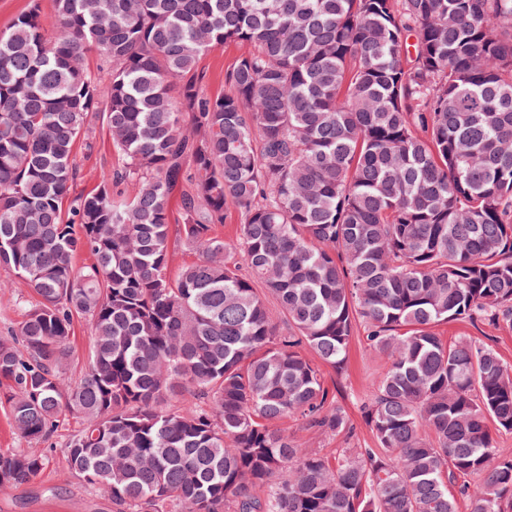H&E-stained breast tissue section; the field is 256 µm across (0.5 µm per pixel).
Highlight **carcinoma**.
<instances>
[{
  "instance_id": "1",
  "label": "carcinoma",
  "mask_w": 512,
  "mask_h": 512,
  "mask_svg": "<svg viewBox=\"0 0 512 512\" xmlns=\"http://www.w3.org/2000/svg\"><path fill=\"white\" fill-rule=\"evenodd\" d=\"M54 13L0 30V268L36 296L0 336L13 431L44 443L79 418L64 474L112 512H512L491 432L512 431V368L439 332L512 328V0ZM230 44L246 51L209 95L199 60ZM99 125L122 166L72 198ZM174 201L196 258L172 277ZM357 324L386 358L361 407L377 447L301 448L284 423L354 433L320 366L345 371ZM44 466L0 448V488ZM88 329L85 322L76 320L74 323V336L72 352L65 362L64 372L68 382L78 380L85 372V352L89 345Z\"/></svg>"
}]
</instances>
